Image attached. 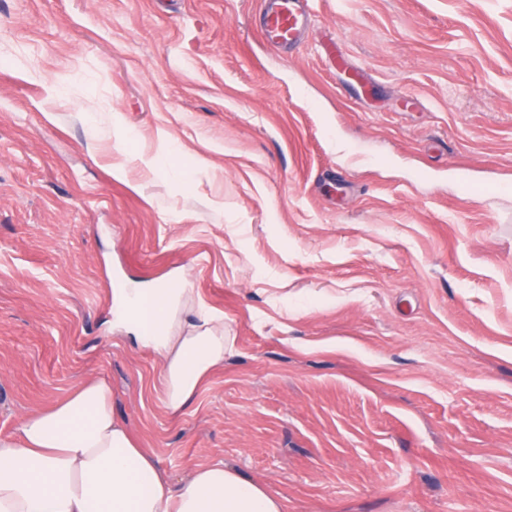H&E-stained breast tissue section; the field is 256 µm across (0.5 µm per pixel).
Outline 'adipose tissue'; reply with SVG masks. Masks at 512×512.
Returning a JSON list of instances; mask_svg holds the SVG:
<instances>
[{
  "mask_svg": "<svg viewBox=\"0 0 512 512\" xmlns=\"http://www.w3.org/2000/svg\"><path fill=\"white\" fill-rule=\"evenodd\" d=\"M112 324L161 359V401L171 414L195 399L235 342L224 319L186 288L119 291ZM0 512H287L279 494L223 463L167 477L112 408V389L93 380L27 416L0 439Z\"/></svg>",
  "mask_w": 512,
  "mask_h": 512,
  "instance_id": "ef3b65f1",
  "label": "adipose tissue"
}]
</instances>
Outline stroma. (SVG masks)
Returning a JSON list of instances; mask_svg holds the SVG:
<instances>
[{"instance_id":"1","label":"stroma","mask_w":512,"mask_h":512,"mask_svg":"<svg viewBox=\"0 0 512 512\" xmlns=\"http://www.w3.org/2000/svg\"><path fill=\"white\" fill-rule=\"evenodd\" d=\"M260 2L0 0V437L102 379L175 480L512 512V0H313L290 53ZM164 283L235 338L178 416L111 324Z\"/></svg>"}]
</instances>
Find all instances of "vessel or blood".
<instances>
[{
  "label": "vessel or blood",
  "mask_w": 512,
  "mask_h": 512,
  "mask_svg": "<svg viewBox=\"0 0 512 512\" xmlns=\"http://www.w3.org/2000/svg\"><path fill=\"white\" fill-rule=\"evenodd\" d=\"M260 14L262 39L279 51L298 47L313 20L309 0H263Z\"/></svg>",
  "instance_id": "vessel-or-blood-1"
}]
</instances>
